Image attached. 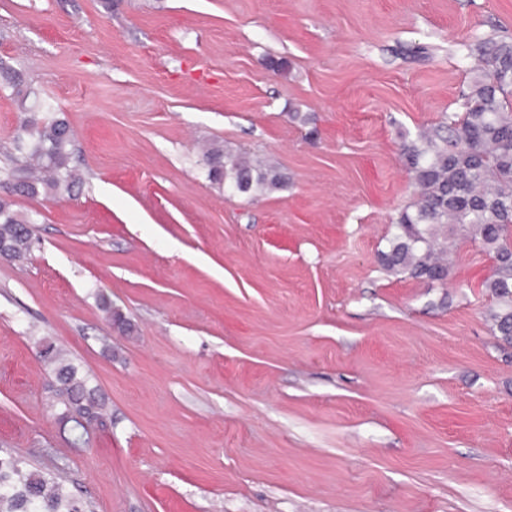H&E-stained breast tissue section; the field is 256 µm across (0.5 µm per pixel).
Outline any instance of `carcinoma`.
<instances>
[{"label": "carcinoma", "mask_w": 512, "mask_h": 512, "mask_svg": "<svg viewBox=\"0 0 512 512\" xmlns=\"http://www.w3.org/2000/svg\"><path fill=\"white\" fill-rule=\"evenodd\" d=\"M482 66L457 110L402 143L401 158L416 195L399 212L396 232L380 253L385 270L420 281L448 277L437 257L440 241L458 236L494 260L482 286L497 301L490 311L492 331L512 342V40L479 42ZM10 92L20 117L12 136L10 165L0 170V257L20 260L30 252L32 218L13 209V196L69 195L81 183L72 161L69 122L41 97L24 73L0 58V90ZM208 178L233 193L273 190L285 182L274 166L246 157L224 159L213 145L202 156ZM109 322L122 328V315L98 296ZM39 356L57 385L58 421L69 448L92 443L104 416L99 389L50 341ZM0 512H89L87 502L56 478L30 467L22 457L0 454Z\"/></svg>", "instance_id": "carcinoma-1"}]
</instances>
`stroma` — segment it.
<instances>
[{
    "instance_id": "35a3bbf8",
    "label": "stroma",
    "mask_w": 512,
    "mask_h": 512,
    "mask_svg": "<svg viewBox=\"0 0 512 512\" xmlns=\"http://www.w3.org/2000/svg\"><path fill=\"white\" fill-rule=\"evenodd\" d=\"M512 0H0V57L83 181L18 197L0 259V449L91 512H512V346L471 245L387 272L404 140L454 111ZM277 167L232 194L202 145ZM108 296L128 328L98 306ZM47 340L110 417L71 450Z\"/></svg>"
}]
</instances>
